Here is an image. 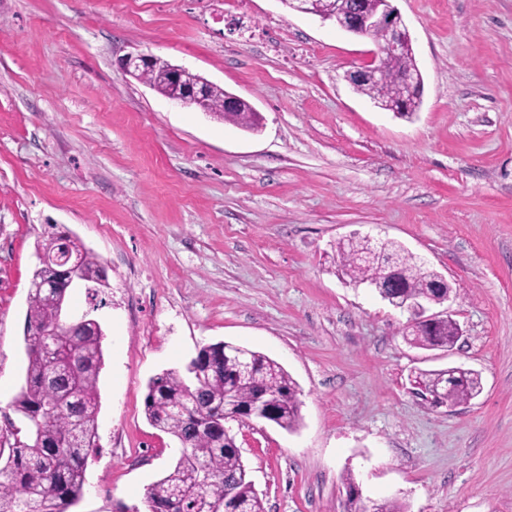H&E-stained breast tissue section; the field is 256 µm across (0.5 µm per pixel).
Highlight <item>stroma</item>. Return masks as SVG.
<instances>
[{
    "label": "stroma",
    "instance_id": "stroma-1",
    "mask_svg": "<svg viewBox=\"0 0 512 512\" xmlns=\"http://www.w3.org/2000/svg\"><path fill=\"white\" fill-rule=\"evenodd\" d=\"M423 77L396 117L347 80L378 45L280 0H0V429L25 384L37 244L69 233L109 287L69 311L105 331L98 447L68 512H147L179 444L147 384L219 341L282 364L292 432L231 422L265 512H512V0H394ZM152 54L248 101L252 132L124 74ZM370 236L454 288L453 350L419 349L408 316L353 283L336 245ZM462 366L454 407L412 392ZM413 385L420 396L429 395L434 403H448V406L467 403L483 389L480 373L461 366L420 371Z\"/></svg>",
    "mask_w": 512,
    "mask_h": 512
}]
</instances>
